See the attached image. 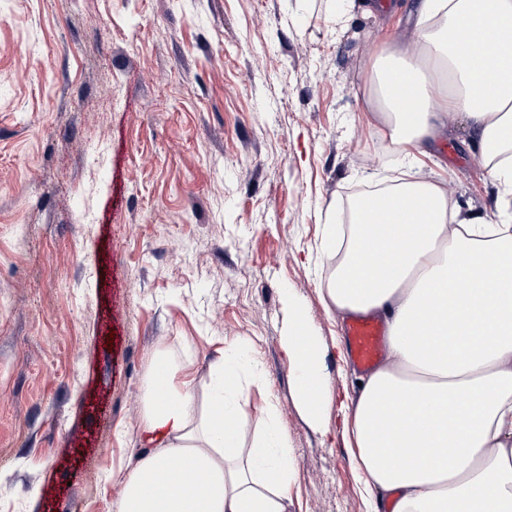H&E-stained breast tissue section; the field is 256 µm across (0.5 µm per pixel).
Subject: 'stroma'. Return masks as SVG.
Wrapping results in <instances>:
<instances>
[{"label":"stroma","mask_w":512,"mask_h":512,"mask_svg":"<svg viewBox=\"0 0 512 512\" xmlns=\"http://www.w3.org/2000/svg\"><path fill=\"white\" fill-rule=\"evenodd\" d=\"M402 2L0 0V512H109L113 472L153 450L140 427L162 352L203 407L218 356L245 354L259 382L240 424L276 402L292 512H368L327 228L351 190L409 170L497 212L463 118L420 164L365 114L381 42L414 24ZM289 295L323 348L320 429L283 344Z\"/></svg>","instance_id":"1"}]
</instances>
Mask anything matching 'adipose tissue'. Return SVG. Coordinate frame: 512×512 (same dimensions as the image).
Listing matches in <instances>:
<instances>
[{
	"label": "adipose tissue",
	"instance_id": "ef3b65f1",
	"mask_svg": "<svg viewBox=\"0 0 512 512\" xmlns=\"http://www.w3.org/2000/svg\"><path fill=\"white\" fill-rule=\"evenodd\" d=\"M411 40L384 41L372 64L382 130L400 153H427L449 117L512 203V0H417ZM408 83L409 108L390 88ZM326 300L387 323L386 354L343 403L364 483L391 512H512V225L408 176L358 200ZM298 402L321 423V351L291 310L284 338ZM221 388L198 413L183 368L156 356L141 431L154 449L129 472L112 512H288V439L246 442L233 406L249 387L216 361Z\"/></svg>",
	"mask_w": 512,
	"mask_h": 512
}]
</instances>
